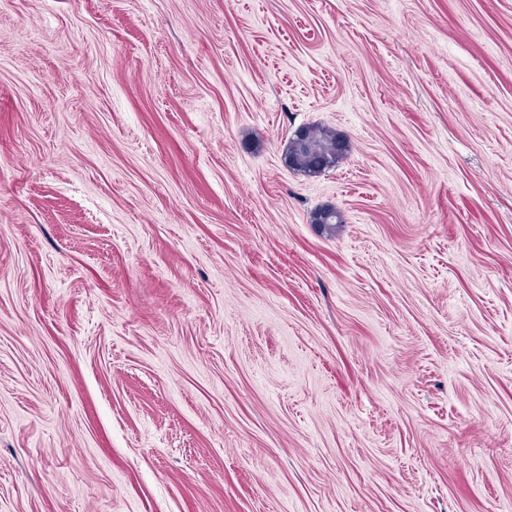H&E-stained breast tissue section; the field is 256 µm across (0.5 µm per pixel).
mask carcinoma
I'll use <instances>...</instances> for the list:
<instances>
[{
    "label": "carcinoma",
    "instance_id": "1",
    "mask_svg": "<svg viewBox=\"0 0 512 512\" xmlns=\"http://www.w3.org/2000/svg\"><path fill=\"white\" fill-rule=\"evenodd\" d=\"M307 142L297 143L288 140L284 156L289 159V168L306 175H316L322 170L315 167L318 158L328 162L327 168L336 166L347 156L350 144L347 138L336 129L321 125L305 127ZM324 221L319 226L328 234L336 233L340 224L344 223L342 213L334 207L326 206L316 211Z\"/></svg>",
    "mask_w": 512,
    "mask_h": 512
}]
</instances>
